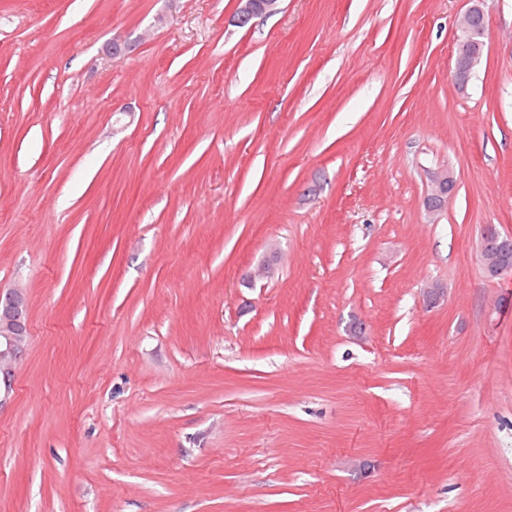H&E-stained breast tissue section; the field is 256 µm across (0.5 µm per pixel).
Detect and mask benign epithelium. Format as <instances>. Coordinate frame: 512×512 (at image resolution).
Segmentation results:
<instances>
[{"instance_id": "obj_1", "label": "benign epithelium", "mask_w": 512, "mask_h": 512, "mask_svg": "<svg viewBox=\"0 0 512 512\" xmlns=\"http://www.w3.org/2000/svg\"><path fill=\"white\" fill-rule=\"evenodd\" d=\"M280 0H238L241 20H252L273 14ZM512 241L501 237L490 241V235L482 233L478 249L482 265L488 275L496 277L512 271V259L503 246ZM27 296L20 289L0 293V405L11 390V369L20 357L29 335Z\"/></svg>"}]
</instances>
